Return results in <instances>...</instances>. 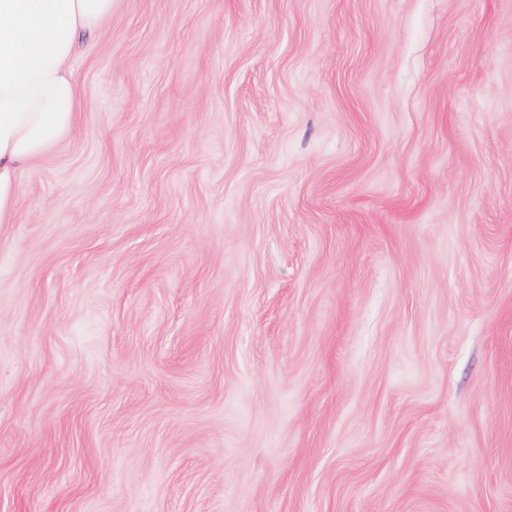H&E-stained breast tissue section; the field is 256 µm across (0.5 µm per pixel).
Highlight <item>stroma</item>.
Returning a JSON list of instances; mask_svg holds the SVG:
<instances>
[{
    "instance_id": "obj_1",
    "label": "stroma",
    "mask_w": 512,
    "mask_h": 512,
    "mask_svg": "<svg viewBox=\"0 0 512 512\" xmlns=\"http://www.w3.org/2000/svg\"><path fill=\"white\" fill-rule=\"evenodd\" d=\"M0 224V512H512V0H113Z\"/></svg>"
}]
</instances>
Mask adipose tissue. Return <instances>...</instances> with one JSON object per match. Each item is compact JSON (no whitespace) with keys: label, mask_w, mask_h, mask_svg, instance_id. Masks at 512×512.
<instances>
[{"label":"adipose tissue","mask_w":512,"mask_h":512,"mask_svg":"<svg viewBox=\"0 0 512 512\" xmlns=\"http://www.w3.org/2000/svg\"><path fill=\"white\" fill-rule=\"evenodd\" d=\"M111 14L112 0H0V224L15 220L20 172L76 126L75 48Z\"/></svg>","instance_id":"ef3b65f1"}]
</instances>
